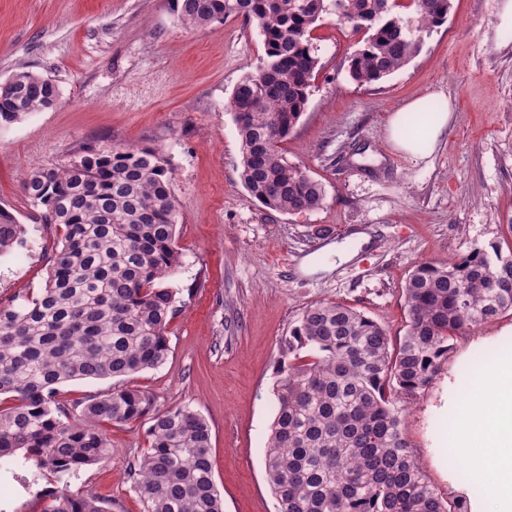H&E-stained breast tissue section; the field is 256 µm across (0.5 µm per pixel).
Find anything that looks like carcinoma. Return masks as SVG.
<instances>
[{
	"label": "carcinoma",
	"instance_id": "obj_1",
	"mask_svg": "<svg viewBox=\"0 0 512 512\" xmlns=\"http://www.w3.org/2000/svg\"><path fill=\"white\" fill-rule=\"evenodd\" d=\"M188 27L231 17L255 23L266 59L229 101L241 141L240 180L283 213L313 211L325 191L281 151L300 122L318 66L311 32L333 12L362 35L349 60L359 84L406 66L423 34L442 25L450 0H179ZM413 8L410 14L400 10ZM59 93L37 74L0 83V120L53 107ZM172 172L154 150L101 146L26 175L22 189L61 231L41 292L0 306V458L18 451L53 475H74L112 452L100 424L151 416L149 451L127 464L143 512H224L213 479L211 429L187 407L151 412L138 390L115 387L83 407L57 386L121 378L163 364L180 266ZM26 225L0 208V257L22 248ZM405 336L353 307L315 303L289 336L274 393L266 450L276 512H461L425 477L404 429L403 399L436 374L455 336L512 312V244L476 246L461 261L418 263L403 288ZM80 410L74 415V410ZM42 512H102L99 499L67 488Z\"/></svg>",
	"mask_w": 512,
	"mask_h": 512
}]
</instances>
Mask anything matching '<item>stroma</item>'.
<instances>
[{"mask_svg":"<svg viewBox=\"0 0 512 512\" xmlns=\"http://www.w3.org/2000/svg\"><path fill=\"white\" fill-rule=\"evenodd\" d=\"M499 0H452L447 21L385 80L349 76L357 39L326 15L312 32L319 60L307 108L282 148L325 191L322 206L282 213L239 178L240 142L226 104L265 57L256 26L230 18L184 26L177 0H0V82L29 71L49 79L58 104L0 121V207L38 225L31 246L0 258V305L39 291L60 237L43 225L21 176L65 164L85 149L134 144L173 173L181 264L168 278L176 310L166 362L124 379L153 409L189 407L211 429L224 512H276L265 450L276 415L273 385L285 341L303 311L342 303L386 329L407 330L402 288L422 261H459L512 235V29ZM455 103L438 150L414 161L387 140L394 111L417 97ZM368 237L357 255L326 268L324 249ZM512 325L503 314L455 337L438 373L405 408V433L427 480L442 475L441 412L448 374L474 378L469 351ZM149 419L105 424L111 458L60 481L23 458L0 460V512H41L61 484L99 498L103 512H142L126 465L143 456Z\"/></svg>","mask_w":512,"mask_h":512,"instance_id":"35a3bbf8","label":"stroma"}]
</instances>
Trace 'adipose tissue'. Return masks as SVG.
Segmentation results:
<instances>
[{
	"label": "adipose tissue",
	"instance_id": "obj_1",
	"mask_svg": "<svg viewBox=\"0 0 512 512\" xmlns=\"http://www.w3.org/2000/svg\"><path fill=\"white\" fill-rule=\"evenodd\" d=\"M453 118L452 111L429 112L415 99L394 112L388 137L413 160L428 159ZM489 359L475 381L448 380L442 407L453 455L444 475L466 493L471 512H512V327L482 339Z\"/></svg>",
	"mask_w": 512,
	"mask_h": 512
}]
</instances>
